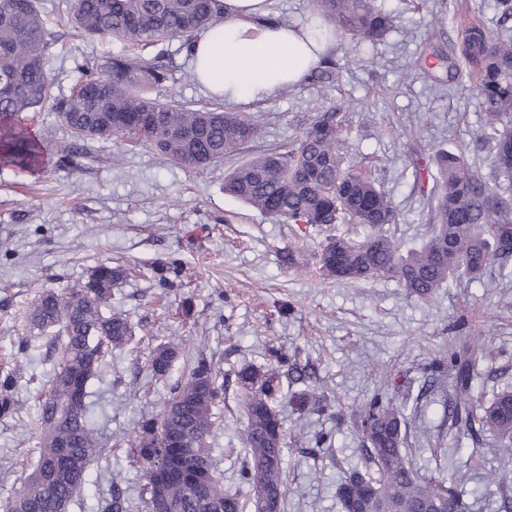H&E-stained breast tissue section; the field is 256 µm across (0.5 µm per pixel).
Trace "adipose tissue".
I'll return each mask as SVG.
<instances>
[{
  "instance_id": "obj_1",
  "label": "adipose tissue",
  "mask_w": 512,
  "mask_h": 512,
  "mask_svg": "<svg viewBox=\"0 0 512 512\" xmlns=\"http://www.w3.org/2000/svg\"><path fill=\"white\" fill-rule=\"evenodd\" d=\"M220 19L190 48L196 80L230 103L263 100L299 86L338 42L317 13L298 24L268 23L270 0H219Z\"/></svg>"
}]
</instances>
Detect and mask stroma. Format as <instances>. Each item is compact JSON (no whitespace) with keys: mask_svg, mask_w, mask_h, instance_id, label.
Segmentation results:
<instances>
[{"mask_svg":"<svg viewBox=\"0 0 512 512\" xmlns=\"http://www.w3.org/2000/svg\"><path fill=\"white\" fill-rule=\"evenodd\" d=\"M396 18L374 48L360 52L342 35L332 52L329 79L303 83L263 100L238 105L258 126V137L238 153L205 168L163 163L154 149L121 141L73 138L53 103L29 113L42 134L45 162L24 174L0 165V367L17 359L27 369L15 390V411L0 417V502L25 480L24 454H36L37 397L51 377L54 330L33 332L25 313L42 291L84 282L100 264L122 266L110 306L134 330L89 385V419L109 453L93 462L67 512H97L113 489L137 497L144 477L127 450L143 414L157 410L183 379L175 361L164 380L150 371V353L180 336L204 356L224 382L211 439L224 488L248 496L238 474L244 460L236 374L246 365L268 367L269 352L314 372L330 409L298 406L303 383H283L279 407L290 446L283 466L290 484L288 512H341L336 480L360 465L363 438L351 413L382 379L409 418L408 444L423 475L458 471L467 512H503L496 486L498 439L469 434L444 410L449 382L426 387V367L440 352L480 332L472 390L488 401L512 390V279L487 288L461 282L429 299L407 294L392 278L336 281L320 275L316 255L326 237L363 236V227L279 221L227 195L224 178L269 148L287 150L330 106L349 134L346 159L371 171L394 201L398 221L387 234L414 247L430 231L433 181L417 177L440 148L464 152L485 180H500L487 152L475 146L484 121L481 99L457 60L462 21L512 35L497 0H375ZM49 32L46 66L55 93L69 95L85 69L128 54L115 39H83L67 23L68 0H44ZM172 80L151 97L193 106L215 99L195 80L184 40L164 42ZM293 252L295 266L282 257ZM330 447L317 445L318 433Z\"/></svg>","mask_w":512,"mask_h":512,"instance_id":"stroma-1","label":"stroma"}]
</instances>
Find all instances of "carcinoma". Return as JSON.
Wrapping results in <instances>:
<instances>
[{
	"label": "carcinoma",
	"mask_w": 512,
	"mask_h": 512,
	"mask_svg": "<svg viewBox=\"0 0 512 512\" xmlns=\"http://www.w3.org/2000/svg\"><path fill=\"white\" fill-rule=\"evenodd\" d=\"M0 0V164L35 171L42 167L45 146L23 125L22 113L51 97L54 80L44 56L47 28L41 0ZM315 9L336 28L363 45L381 40L395 25L394 17L373 0H315ZM218 0H72L69 19L80 35L117 38L148 48L176 36L187 43L216 22ZM477 24L463 32L461 57L474 73L486 121L477 142L488 150L496 172L512 177V131L499 130L512 112V39L484 37ZM154 59L115 56L104 74L89 75L57 102V111L74 137L83 141L126 138L146 142L166 163L204 168L234 154L255 139L258 127L238 112L220 107L192 108L145 96L172 77ZM338 107H329L304 131L297 146L270 149L235 169L224 191L280 220L302 224H334L342 217L372 229L360 240L329 238L318 263L323 276L336 280L397 279L407 292L428 298L454 279L481 280L492 269L498 278L512 275L507 252L512 236V204L500 187L471 170L462 154L439 149L432 156L438 179L431 196V235L419 248L401 244L380 232L397 222L390 198L375 179L346 162ZM122 270L97 266L88 280L68 292H44L29 313L41 329L58 328L59 357L45 395L38 400L34 431L38 454L29 464L24 484L0 512H66L86 481L89 466L108 451L90 425L87 385L98 376L107 356L125 348L133 328L120 313L104 314L112 284ZM480 345L475 332L464 347H452L435 359L432 370L452 377L448 417L452 424H479L495 432L500 453L512 456V392L496 394L474 407L471 395ZM185 344L174 338L150 359L154 376L165 377ZM272 369L244 367L237 374L244 414L245 462L239 473L253 492L266 491L277 512H288V476L283 452L288 447L277 410L281 394L275 368L288 355L272 350ZM22 365L0 377V417L12 413L13 389ZM224 385L204 359L190 366L184 382L170 390L161 408L145 415L132 442V460L144 471L143 494L155 508L160 490L175 512H245L247 504L224 491L213 465L208 438L215 425L214 408ZM364 438V466L342 472L336 496L342 512H456L461 491L453 480L427 477L405 448L408 417L381 391L354 410ZM512 512V471L488 476ZM132 505L115 493L100 512H130Z\"/></svg>",
	"instance_id": "obj_1"
}]
</instances>
